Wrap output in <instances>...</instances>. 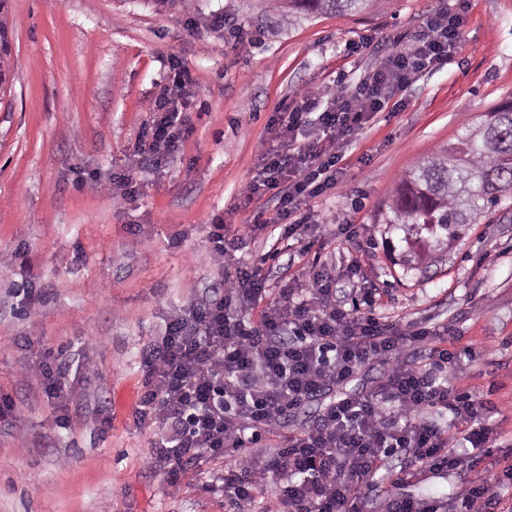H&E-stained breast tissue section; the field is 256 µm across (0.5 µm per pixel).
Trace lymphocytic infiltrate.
<instances>
[{"label": "lymphocytic infiltrate", "instance_id": "1", "mask_svg": "<svg viewBox=\"0 0 512 512\" xmlns=\"http://www.w3.org/2000/svg\"><path fill=\"white\" fill-rule=\"evenodd\" d=\"M462 22L460 13L438 10L413 56H391L330 105L306 91L275 113L282 141L260 146L261 178L244 194L274 200L273 221L283 236L326 234L302 206L340 180L341 157L332 145L385 109L412 73L447 63ZM153 108L162 117L150 130L149 151L173 153L192 132L189 119L166 95ZM313 124L323 141L299 144ZM360 272L355 264L342 277L312 269L304 287L282 289L273 300L261 267L242 264L226 273L221 291L171 319L143 356L136 413L159 425L149 468L163 470L177 488L203 460L233 456L217 490L236 512H252L266 485V512H370L374 504L382 512H512L482 465L495 454L487 446L494 406L451 391L441 377L456 359L446 332L380 323L369 293L360 309L339 302V280ZM370 362L385 367L370 391L331 401L312 428L261 449L306 399L348 382ZM427 410L450 413L451 427L424 420ZM419 471L455 477L449 510L439 498L410 493Z\"/></svg>", "mask_w": 512, "mask_h": 512}]
</instances>
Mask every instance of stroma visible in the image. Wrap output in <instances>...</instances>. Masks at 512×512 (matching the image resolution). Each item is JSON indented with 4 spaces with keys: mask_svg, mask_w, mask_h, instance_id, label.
Listing matches in <instances>:
<instances>
[{
    "mask_svg": "<svg viewBox=\"0 0 512 512\" xmlns=\"http://www.w3.org/2000/svg\"><path fill=\"white\" fill-rule=\"evenodd\" d=\"M461 11L447 64L417 72L392 110L335 145L344 174L307 202L319 224H354V240L281 238L273 205L242 190L260 173L258 148L275 139L271 116L298 93L323 103L350 91L427 29L439 8ZM231 15L244 42L211 27ZM10 43L0 93V512H224L198 478L172 488L149 471L156 427L137 421L142 358L168 320L219 287L224 265L207 239L221 222L252 225L234 259L263 263L272 291L296 288L311 268H361L346 304L376 291L383 322L451 328L450 351L475 359L448 370L459 391L490 397L489 420L512 440V221L469 225L426 269H406L383 244L376 217L406 169L455 142L463 128L512 98V0H375L365 14L269 25L257 0H8ZM192 80L181 91L194 131L161 163H137L171 89L172 60ZM132 180L138 196H123ZM36 299L21 306L16 282ZM75 368L69 428H58L36 370L45 354ZM367 364L336 393L309 398L284 432L312 426L334 395L369 390Z\"/></svg>",
    "mask_w": 512,
    "mask_h": 512,
    "instance_id": "obj_1",
    "label": "stroma"
}]
</instances>
